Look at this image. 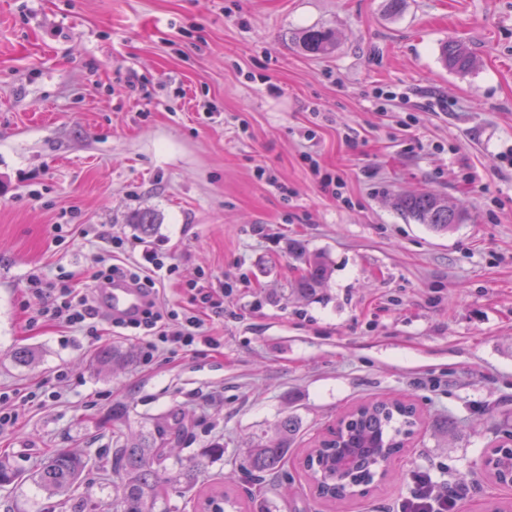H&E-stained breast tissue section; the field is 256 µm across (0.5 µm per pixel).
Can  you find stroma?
Listing matches in <instances>:
<instances>
[{
  "label": "stroma",
  "instance_id": "stroma-1",
  "mask_svg": "<svg viewBox=\"0 0 512 512\" xmlns=\"http://www.w3.org/2000/svg\"><path fill=\"white\" fill-rule=\"evenodd\" d=\"M315 26L336 33L321 56L296 41ZM452 38L472 71L442 66ZM511 153L512 0H0V392L18 414L0 435L18 473L0 512H106L99 460L159 423L185 430L166 440L169 472L224 447L193 489L169 486L161 512H193L218 484L250 512L247 450L287 416L300 431L266 512H392L421 472L467 483L460 512L512 503L483 465L512 428ZM416 192L472 218L435 233L392 206ZM143 210L158 218L149 237L131 222ZM295 241L329 264L316 295L297 291ZM151 253L175 267L160 300L200 312L219 347L145 363L139 336L106 316L94 338L30 323L44 299L29 274L85 293L99 270ZM201 290L223 314L199 310ZM104 346L129 362L93 366ZM391 396L422 415L396 478L318 499L306 448ZM62 449L88 460L65 507L32 481Z\"/></svg>",
  "mask_w": 512,
  "mask_h": 512
}]
</instances>
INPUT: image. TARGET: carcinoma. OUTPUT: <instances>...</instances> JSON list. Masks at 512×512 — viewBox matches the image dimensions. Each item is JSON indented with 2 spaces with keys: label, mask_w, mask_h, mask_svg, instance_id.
<instances>
[{
  "label": "carcinoma",
  "mask_w": 512,
  "mask_h": 512,
  "mask_svg": "<svg viewBox=\"0 0 512 512\" xmlns=\"http://www.w3.org/2000/svg\"><path fill=\"white\" fill-rule=\"evenodd\" d=\"M298 43L307 53L323 54L335 46L334 33L324 29H306L299 34ZM440 60L444 68L457 72L469 71L476 65L468 47L453 39L443 43ZM395 207L403 215L428 225L436 232L446 233L470 219L468 210L433 193L402 195L396 199ZM291 250L305 264L298 290L303 295H311L328 277L326 261L319 254L307 253L300 243L293 244ZM124 359L125 353L112 347L102 348L96 355V363L103 367L117 365ZM417 420L415 406L397 398L357 406L307 453L310 461L308 480L329 491L326 499H346L351 473L339 471L336 449L341 446L352 455L372 459L373 465L378 466L381 460L404 448ZM298 428L297 420L287 416L278 423L269 443L247 450V464L255 483L252 502L259 512H264L261 506L266 478L288 464V448L292 446ZM164 435V431L157 430L127 438L121 447L114 449L112 457L101 461L105 475L112 478L118 512H157L169 482L160 469ZM87 464L88 461L80 454L56 451L40 463L33 477L44 491L68 497ZM196 507L206 512H224L227 507L237 508V501L224 489L214 488Z\"/></svg>",
  "instance_id": "1"
}]
</instances>
